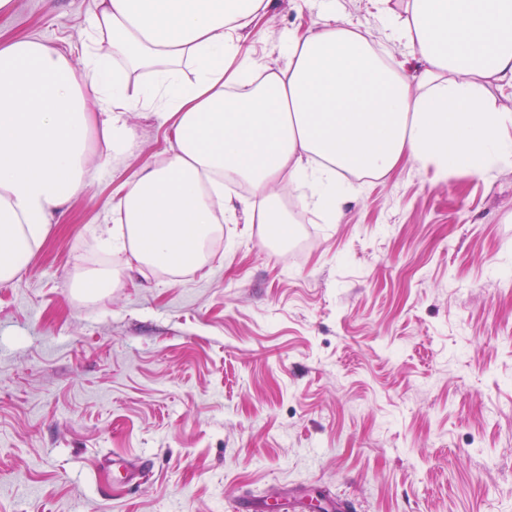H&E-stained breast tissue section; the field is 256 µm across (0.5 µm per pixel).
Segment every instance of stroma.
I'll list each match as a JSON object with an SVG mask.
<instances>
[{
  "instance_id": "35a3bbf8",
  "label": "stroma",
  "mask_w": 512,
  "mask_h": 512,
  "mask_svg": "<svg viewBox=\"0 0 512 512\" xmlns=\"http://www.w3.org/2000/svg\"><path fill=\"white\" fill-rule=\"evenodd\" d=\"M91 0H14L0 38L81 71ZM317 18L272 0L251 35L280 60ZM18 275L0 283V512H512V172L366 181L336 222L288 199L287 240L224 227L204 270L129 268L99 237L169 146L146 112ZM121 284L80 294L91 269ZM142 463L102 498L101 456Z\"/></svg>"
}]
</instances>
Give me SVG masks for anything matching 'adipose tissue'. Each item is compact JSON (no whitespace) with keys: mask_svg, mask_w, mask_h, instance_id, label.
Returning a JSON list of instances; mask_svg holds the SVG:
<instances>
[{"mask_svg":"<svg viewBox=\"0 0 512 512\" xmlns=\"http://www.w3.org/2000/svg\"><path fill=\"white\" fill-rule=\"evenodd\" d=\"M321 15L283 39L284 64L249 37L272 0H93L80 36L85 78L36 39L0 44V280L16 275L47 226L95 173L93 134L108 152L132 145L130 116L169 125L165 156L112 201L115 247L171 275L202 269L225 213L284 224L282 196L336 214L345 173L410 162L441 175L512 170V0H371L388 41L418 63L387 62L368 32ZM192 64L195 80L181 78ZM250 196L235 206L225 180Z\"/></svg>","mask_w":512,"mask_h":512,"instance_id":"obj_1","label":"adipose tissue"}]
</instances>
